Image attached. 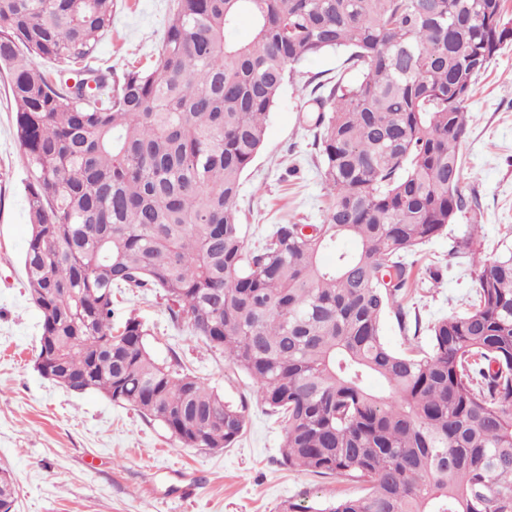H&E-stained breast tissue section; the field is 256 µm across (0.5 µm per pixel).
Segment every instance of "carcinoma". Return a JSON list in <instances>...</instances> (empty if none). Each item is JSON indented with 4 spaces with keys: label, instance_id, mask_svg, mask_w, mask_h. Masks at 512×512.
Returning a JSON list of instances; mask_svg holds the SVG:
<instances>
[{
    "label": "carcinoma",
    "instance_id": "cac0c4a2",
    "mask_svg": "<svg viewBox=\"0 0 512 512\" xmlns=\"http://www.w3.org/2000/svg\"><path fill=\"white\" fill-rule=\"evenodd\" d=\"M113 6L0 0L37 370L160 421L187 448L231 447L244 408L159 362L138 318L113 322L116 293L157 289L173 324L257 382L283 419L288 467L367 485L283 512H512V245L490 260L455 242L477 283L467 311L424 327L402 303L408 256L467 206L459 145L477 79L512 37L503 0H172L152 68L83 101L60 74L89 68ZM242 16L253 32L237 42ZM337 49L363 75L313 98L324 223L277 224L249 248L237 199L266 116L297 65ZM388 311L415 338L426 328L428 350L391 348ZM15 495L1 468L0 501Z\"/></svg>",
    "mask_w": 512,
    "mask_h": 512
}]
</instances>
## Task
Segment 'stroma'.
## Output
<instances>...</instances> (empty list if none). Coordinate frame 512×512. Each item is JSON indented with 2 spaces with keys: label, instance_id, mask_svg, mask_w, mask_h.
I'll return each instance as SVG.
<instances>
[{
  "label": "stroma",
  "instance_id": "obj_1",
  "mask_svg": "<svg viewBox=\"0 0 512 512\" xmlns=\"http://www.w3.org/2000/svg\"><path fill=\"white\" fill-rule=\"evenodd\" d=\"M112 29L90 64L123 73L152 63L162 44L170 0H115ZM344 51H327L297 67L271 110L264 146L241 179L239 222L248 245L276 224H320L329 200L309 122L311 82L344 76ZM15 107L0 76V466L16 482L13 512H281L297 499L317 508L362 495L360 484L320 477L283 463L284 431L263 404L257 383L232 368L190 329L174 326L167 301L125 293L114 318L139 316L152 354L178 355L182 366L226 401L244 406L246 426L233 447L185 448L165 426L113 405L96 392L76 394L35 367L41 319L29 299L22 265L31 226L27 170L13 129ZM460 145L461 191L475 206L459 213L452 234L423 246L425 265L439 280L418 279L407 299L423 322L465 311L476 282L453 238L475 235L484 257L495 256L512 232V40L480 76ZM194 494L181 496L184 482Z\"/></svg>",
  "mask_w": 512,
  "mask_h": 512
}]
</instances>
